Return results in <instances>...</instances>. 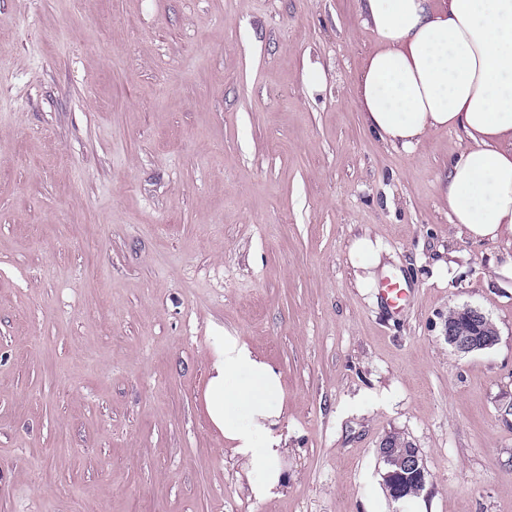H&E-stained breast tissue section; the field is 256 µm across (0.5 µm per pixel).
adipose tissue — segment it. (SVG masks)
Segmentation results:
<instances>
[{"instance_id":"adipose-tissue-1","label":"adipose tissue","mask_w":512,"mask_h":512,"mask_svg":"<svg viewBox=\"0 0 512 512\" xmlns=\"http://www.w3.org/2000/svg\"><path fill=\"white\" fill-rule=\"evenodd\" d=\"M377 46L354 82L361 120L411 153L434 132H463L448 163V217L475 240L512 237V0H360ZM280 373L225 335L204 394L213 425L253 476L254 497L283 480Z\"/></svg>"}]
</instances>
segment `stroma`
<instances>
[{"label":"stroma","mask_w":512,"mask_h":512,"mask_svg":"<svg viewBox=\"0 0 512 512\" xmlns=\"http://www.w3.org/2000/svg\"><path fill=\"white\" fill-rule=\"evenodd\" d=\"M375 46L358 0H0V512H512V240L449 222L461 133L364 129ZM463 306L491 349L448 346ZM228 332L282 379L267 500L205 407ZM382 249L378 240H372L368 236L356 238L348 251V261L355 269L368 271L367 275L359 276V285L361 288H371L375 286V273L372 269L381 264ZM443 333L448 346L460 354L492 348L498 341V331L489 326L486 315L470 306L452 310ZM393 436L390 435L383 439L378 448V454L381 461L385 463L395 461L397 464L395 470L385 469L382 477L387 496L394 501H399L405 497L400 477L413 482L417 489L412 491L414 493L412 496H417L426 487L427 469L422 454L418 450L405 449V444L400 441L408 442L397 435L393 434Z\"/></svg>","instance_id":"35a3bbf8"}]
</instances>
